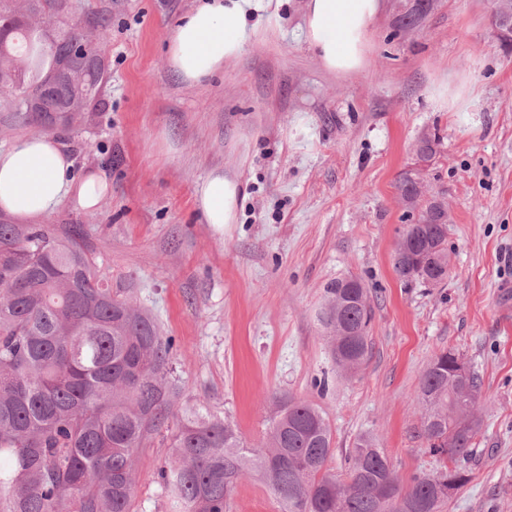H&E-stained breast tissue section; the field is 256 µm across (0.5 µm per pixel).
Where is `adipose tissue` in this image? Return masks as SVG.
<instances>
[{
  "mask_svg": "<svg viewBox=\"0 0 512 512\" xmlns=\"http://www.w3.org/2000/svg\"><path fill=\"white\" fill-rule=\"evenodd\" d=\"M252 8L253 0H201L168 37L169 68L190 85L222 72L245 49ZM382 8V0H304V39L325 70L349 74L364 67ZM110 187L101 172L75 177L74 162L56 137L26 136L0 149V211L19 218L47 216L71 200L82 209L95 208ZM240 192L237 181L211 171L195 191L204 222L234 223Z\"/></svg>",
  "mask_w": 512,
  "mask_h": 512,
  "instance_id": "adipose-tissue-1",
  "label": "adipose tissue"
}]
</instances>
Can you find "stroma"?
Here are the masks:
<instances>
[{
    "instance_id": "1",
    "label": "stroma",
    "mask_w": 512,
    "mask_h": 512,
    "mask_svg": "<svg viewBox=\"0 0 512 512\" xmlns=\"http://www.w3.org/2000/svg\"><path fill=\"white\" fill-rule=\"evenodd\" d=\"M196 0H71L110 20L102 100L59 129L77 173L112 191L96 209L67 202L40 220L77 234L96 275L156 319L173 342L179 404H201L259 445L276 398L328 418L345 475L348 450L372 436L403 484L440 466L420 434L417 398L432 358L452 351L479 374L469 480L440 512H512V51L495 0H438L418 29H397L395 0L372 26L363 69L326 71L303 40L300 0H261L242 55L201 85L168 67L165 43ZM464 82L449 105L439 89ZM438 132L436 156L415 144ZM422 167L448 204V278L404 283L393 256L407 222L398 175ZM215 168L242 189L235 223H205L195 189ZM355 276L373 308L372 355L337 369L318 314L324 288ZM177 419L137 450L131 512H173L158 472ZM225 512H281L257 477Z\"/></svg>"
}]
</instances>
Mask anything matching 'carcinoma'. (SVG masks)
Masks as SVG:
<instances>
[{
	"label": "carcinoma",
	"instance_id": "1",
	"mask_svg": "<svg viewBox=\"0 0 512 512\" xmlns=\"http://www.w3.org/2000/svg\"><path fill=\"white\" fill-rule=\"evenodd\" d=\"M434 0H410L400 29L421 26ZM69 0H0V81L15 88L16 116L41 127L48 112L29 111L30 96L71 102L57 75L77 46L94 48L105 21L70 23ZM398 189L414 199L394 254L407 283L448 278V205L419 189L409 173ZM319 316L336 367L354 373L368 360L373 318L368 291L354 276L324 288ZM172 342L148 313L112 294L76 237L36 224L0 222V512H130L138 480L136 452L145 437L175 416ZM480 376L451 379V352L428 365L419 386L425 409L420 434L443 460L409 489L374 440L360 436L345 477L330 472L333 430L313 404L276 400L264 442L245 444L205 406L182 408L171 458L160 471L178 512H224L236 482L260 476L281 512H402L404 503L439 512L448 482L461 487L467 457L481 430Z\"/></svg>",
	"mask_w": 512,
	"mask_h": 512
}]
</instances>
